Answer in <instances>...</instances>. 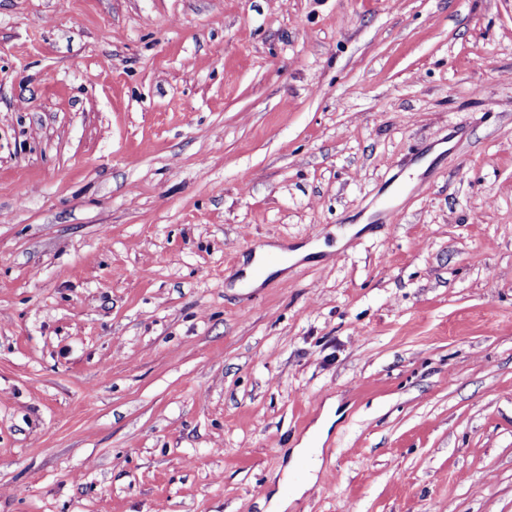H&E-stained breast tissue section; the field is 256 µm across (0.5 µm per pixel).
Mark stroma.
I'll list each match as a JSON object with an SVG mask.
<instances>
[{
	"label": "stroma",
	"instance_id": "1",
	"mask_svg": "<svg viewBox=\"0 0 512 512\" xmlns=\"http://www.w3.org/2000/svg\"><path fill=\"white\" fill-rule=\"evenodd\" d=\"M330 398L287 512H512V0H0V512H265ZM335 419L333 403L329 400L316 428L309 432L300 445L292 451V460L278 481V490L270 501L268 511L265 512H285L292 501L299 499L314 484L320 465L318 456L321 454V446ZM301 467H304L305 477L290 487L289 476Z\"/></svg>",
	"mask_w": 512,
	"mask_h": 512
}]
</instances>
